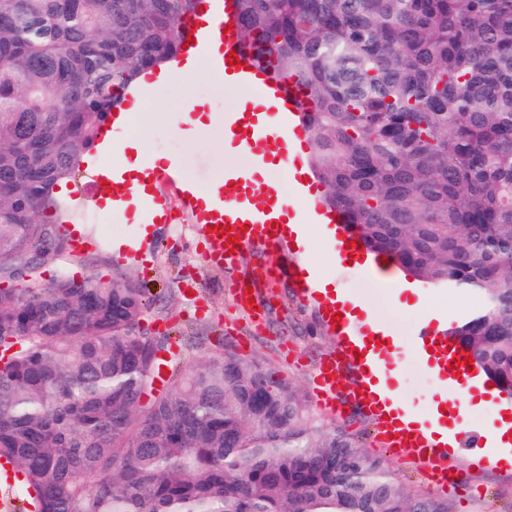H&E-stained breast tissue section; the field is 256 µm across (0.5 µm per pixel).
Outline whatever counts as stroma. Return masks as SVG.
<instances>
[{"label":"stroma","mask_w":512,"mask_h":512,"mask_svg":"<svg viewBox=\"0 0 512 512\" xmlns=\"http://www.w3.org/2000/svg\"><path fill=\"white\" fill-rule=\"evenodd\" d=\"M188 94L204 101L211 116L208 129L193 140L184 138L171 121L172 115L182 110ZM237 99V94L220 89L216 79H202L189 86L176 75L161 96L142 106L134 122L146 135L147 153L168 156L185 181L206 188L227 168L246 163L224 141L223 116L235 108ZM135 229L133 213L116 218L99 211L84 227L90 248L68 250L41 266L37 271L39 285H49L61 276L78 282L90 276L115 282L134 280L152 300L140 323L142 331L183 336L189 361L197 363L225 350L257 360L299 387L318 424L349 434L368 455L382 459L404 488L444 499L450 512H512V470L492 463L472 465L469 449L462 446L449 460L456 478L441 488L405 453L384 449L376 438L378 419L365 414L347 395L339 396L336 413L319 406L313 384L316 369L341 345L316 305L297 302L291 281L268 278L266 269L275 261L269 249L260 244L250 246L233 266L212 269L206 264L191 219L185 215L172 232L157 231L149 266L116 260L111 252L113 241L132 239ZM308 244L306 256L290 249L286 258L292 263L303 260L315 265L335 288L361 302L369 316L385 326L388 335L400 340L393 386L405 403L420 414H428L442 385L415 354L414 336L421 324L433 318L447 323L466 319L477 307L475 296L401 274L397 280L404 293L398 298L393 288L370 271L333 261L335 245L318 228L310 229ZM244 284L254 290L255 307L262 313L260 322H251L248 310L238 302L236 290ZM400 299L415 304V311L399 309L396 302Z\"/></svg>","instance_id":"35a3bbf8"}]
</instances>
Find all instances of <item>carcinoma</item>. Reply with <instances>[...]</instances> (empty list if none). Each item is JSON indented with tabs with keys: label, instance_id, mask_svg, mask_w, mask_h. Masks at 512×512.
Listing matches in <instances>:
<instances>
[{
	"label": "carcinoma",
	"instance_id": "1",
	"mask_svg": "<svg viewBox=\"0 0 512 512\" xmlns=\"http://www.w3.org/2000/svg\"><path fill=\"white\" fill-rule=\"evenodd\" d=\"M200 0H0V280L69 249L57 182ZM261 69L296 78L325 205L408 275L475 294L448 339L512 395V0H236ZM140 286L0 289V458L33 512H449L299 390L219 353L183 367ZM169 381L159 385L161 357Z\"/></svg>",
	"mask_w": 512,
	"mask_h": 512
}]
</instances>
